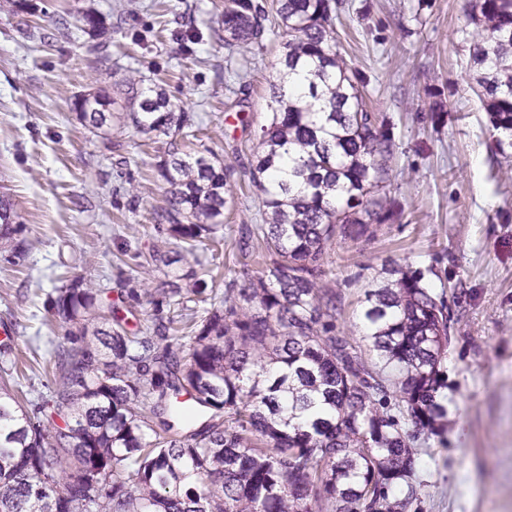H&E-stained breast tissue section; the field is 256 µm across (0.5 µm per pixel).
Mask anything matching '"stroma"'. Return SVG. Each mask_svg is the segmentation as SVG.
I'll list each match as a JSON object with an SVG mask.
<instances>
[{"label":"stroma","instance_id":"1","mask_svg":"<svg viewBox=\"0 0 512 512\" xmlns=\"http://www.w3.org/2000/svg\"><path fill=\"white\" fill-rule=\"evenodd\" d=\"M0 10V190L8 192L28 243L8 263L0 244V344L18 361L24 407L50 399L65 338L44 307L63 278L84 277L120 294L123 255L161 247L170 264L138 268L129 330L170 315L151 293L165 275L217 263L212 290L258 275L264 252L239 251L241 229L263 221L265 194L250 178L262 150L270 84L282 37L260 50L229 51L215 35L224 0H31ZM338 48L386 124L394 151L383 191L394 216L374 237L336 242L323 283L341 300L339 328L358 331L364 292L381 265L420 271L451 315L442 433L418 444L419 492L406 512H512V148L471 89L469 22L474 0H340ZM107 33L85 34L86 9ZM165 89L202 122L196 153L212 150L233 169L218 256L168 238L152 216L166 204L153 177L158 152L123 117L126 78ZM108 89L118 106L108 138L77 120V96Z\"/></svg>","mask_w":512,"mask_h":512}]
</instances>
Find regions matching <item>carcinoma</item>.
I'll use <instances>...</instances> for the list:
<instances>
[{
  "label": "carcinoma",
  "instance_id": "1",
  "mask_svg": "<svg viewBox=\"0 0 512 512\" xmlns=\"http://www.w3.org/2000/svg\"><path fill=\"white\" fill-rule=\"evenodd\" d=\"M283 69L307 70L308 92L285 98L261 126L253 180L269 219L245 228L269 266L231 281L199 316L187 295L212 269L156 287L176 314L137 334L112 314L104 290L76 276L45 307L65 327L61 384L28 412L12 393L15 365L0 367V512H406L417 498L415 443L447 415L438 401L448 306L422 274L396 262L365 292L366 349L336 329V290L321 285L336 238L356 241L393 217L375 197L392 137L367 108L356 72L336 48V0H280ZM82 31L105 20L88 9ZM470 60L475 92L495 130L512 138V0H475ZM219 30L229 47H264L277 35L263 4L227 0ZM130 119L149 137L192 126L161 88L141 92ZM115 100L100 90L74 102L100 129ZM154 165L168 185L154 220L195 249L221 242L230 168L216 154L190 156L169 142ZM12 200L0 195V239L26 254ZM189 402L183 403L181 397ZM209 413L180 438L164 436Z\"/></svg>",
  "mask_w": 512,
  "mask_h": 512
}]
</instances>
